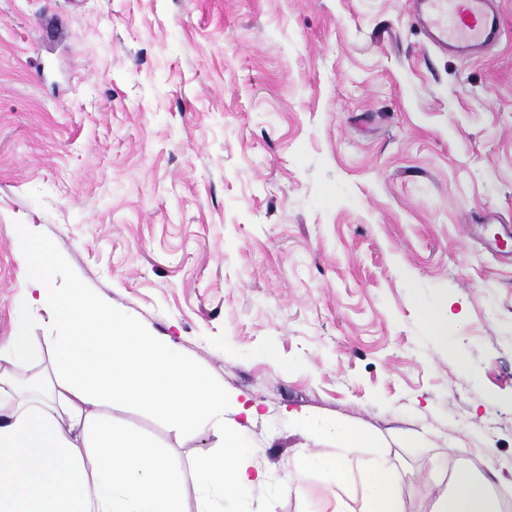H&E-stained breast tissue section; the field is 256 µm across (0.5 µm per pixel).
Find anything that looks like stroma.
<instances>
[{"label": "stroma", "instance_id": "1", "mask_svg": "<svg viewBox=\"0 0 512 512\" xmlns=\"http://www.w3.org/2000/svg\"><path fill=\"white\" fill-rule=\"evenodd\" d=\"M465 60L406 0H0V343L32 320L15 225L170 338L235 405L263 484L238 512H318L343 426L407 512L476 463L512 502V0ZM443 322L445 342L432 322ZM114 417L175 461L197 512L220 442Z\"/></svg>", "mask_w": 512, "mask_h": 512}]
</instances>
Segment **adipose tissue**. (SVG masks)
<instances>
[{
    "label": "adipose tissue",
    "instance_id": "obj_1",
    "mask_svg": "<svg viewBox=\"0 0 512 512\" xmlns=\"http://www.w3.org/2000/svg\"><path fill=\"white\" fill-rule=\"evenodd\" d=\"M15 240L30 303L48 314L50 335L39 341L26 326L0 349V512H183L182 485L168 459L103 415L116 401L147 408L178 433L207 427L219 435L221 455L197 465L203 489L220 488L229 500L263 483L240 429L224 426L223 392L200 367L79 286L44 302L56 257L32 225H18ZM47 348L52 377L30 373ZM367 441L359 428L343 431L338 455L323 464L327 495L335 497L343 483L345 455ZM370 468L363 512H405L388 461ZM504 509L490 480L461 467L449 473L430 512Z\"/></svg>",
    "mask_w": 512,
    "mask_h": 512
}]
</instances>
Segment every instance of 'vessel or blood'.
<instances>
[{"mask_svg":"<svg viewBox=\"0 0 512 512\" xmlns=\"http://www.w3.org/2000/svg\"><path fill=\"white\" fill-rule=\"evenodd\" d=\"M426 38L441 50L473 57L500 41L502 16L492 0H408Z\"/></svg>","mask_w":512,"mask_h":512,"instance_id":"1","label":"vessel or blood"}]
</instances>
